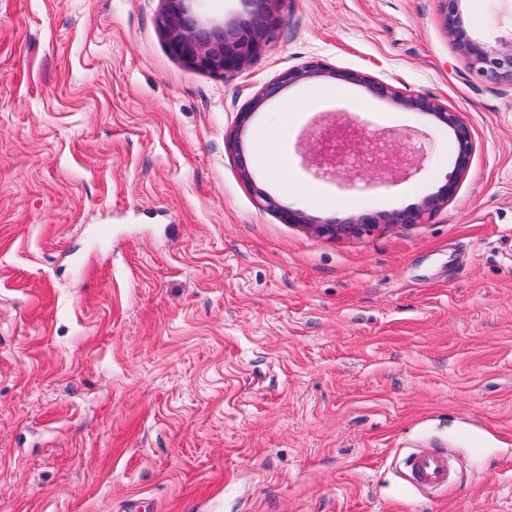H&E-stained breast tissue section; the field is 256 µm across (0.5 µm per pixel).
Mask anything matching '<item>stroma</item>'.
<instances>
[{
	"label": "stroma",
	"mask_w": 512,
	"mask_h": 512,
	"mask_svg": "<svg viewBox=\"0 0 512 512\" xmlns=\"http://www.w3.org/2000/svg\"><path fill=\"white\" fill-rule=\"evenodd\" d=\"M165 8L0 0V512H512V85L469 69L438 0H286L234 76L173 56ZM461 10L512 36V0ZM312 58L458 113L466 172L450 127L353 84L312 107L315 82L290 86L228 149ZM272 120L281 173L253 150ZM336 126L392 165L324 172ZM452 179L424 223L322 231ZM415 448L454 455L447 489L407 487ZM257 196V203L264 209L276 214L283 223L286 224H302L306 219L299 211H294L282 206L279 201L270 194L262 191L255 190Z\"/></svg>",
	"instance_id": "35a3bbf8"
}]
</instances>
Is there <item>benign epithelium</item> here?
<instances>
[{"label":"benign epithelium","instance_id":"1","mask_svg":"<svg viewBox=\"0 0 512 512\" xmlns=\"http://www.w3.org/2000/svg\"><path fill=\"white\" fill-rule=\"evenodd\" d=\"M248 10L226 23L219 30H207L198 24L186 9L185 0H166L162 20V33L170 52L186 66L224 75L240 72L245 64L270 42L274 35L279 12L285 0H243ZM440 15L445 29L453 38L457 51L469 65V69L484 79L512 84V38L502 39L494 45L472 38L463 27L461 2L463 0H439ZM336 79L360 85L375 97L388 98L395 104L432 114L438 121L453 129L456 143L457 172H464L473 149L471 133L458 113L450 112L422 95H404L392 85L377 81L355 71L336 70L319 60L308 61L281 73L273 82L261 88L248 105L238 113L236 126L227 135L228 147L238 150L243 132L253 114L264 103L282 90L301 81ZM315 152L323 159L345 160L360 153L359 140L351 132L336 129L327 137L316 139ZM456 192V182L444 185L437 195L424 199L412 210L392 214H364L343 225H328L322 232L337 235L341 232L372 231L386 224H421L426 216L448 202ZM257 203L276 214L286 224H304L306 219L299 211L282 206L270 194L257 190Z\"/></svg>","mask_w":512,"mask_h":512}]
</instances>
